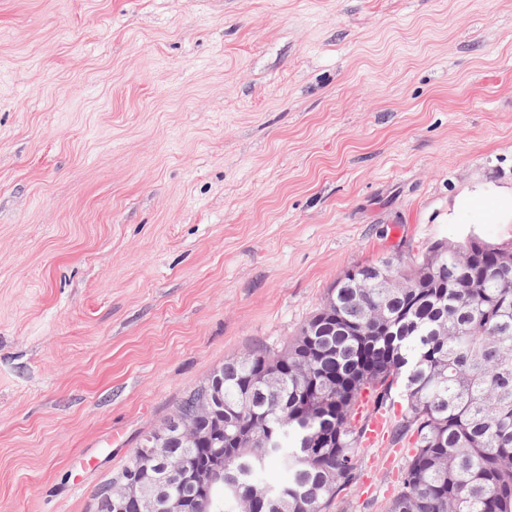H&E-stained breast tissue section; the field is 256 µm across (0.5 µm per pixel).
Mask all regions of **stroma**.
Returning <instances> with one entry per match:
<instances>
[{
	"label": "stroma",
	"instance_id": "1",
	"mask_svg": "<svg viewBox=\"0 0 512 512\" xmlns=\"http://www.w3.org/2000/svg\"><path fill=\"white\" fill-rule=\"evenodd\" d=\"M472 236L512 245V0H0V512H99L225 358Z\"/></svg>",
	"mask_w": 512,
	"mask_h": 512
}]
</instances>
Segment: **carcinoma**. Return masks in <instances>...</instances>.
Here are the masks:
<instances>
[{
	"label": "carcinoma",
	"instance_id": "carcinoma-1",
	"mask_svg": "<svg viewBox=\"0 0 512 512\" xmlns=\"http://www.w3.org/2000/svg\"><path fill=\"white\" fill-rule=\"evenodd\" d=\"M224 423L193 415L195 440L174 432L154 455L134 451L131 472L206 512H323L357 482L369 415L404 406L392 443L409 453L387 512H512V247L477 237L432 244L421 258L348 269L280 350L254 347L224 360ZM195 390L164 428L179 426ZM224 448V474L193 486L172 475ZM271 460L279 485L256 474Z\"/></svg>",
	"mask_w": 512,
	"mask_h": 512
}]
</instances>
